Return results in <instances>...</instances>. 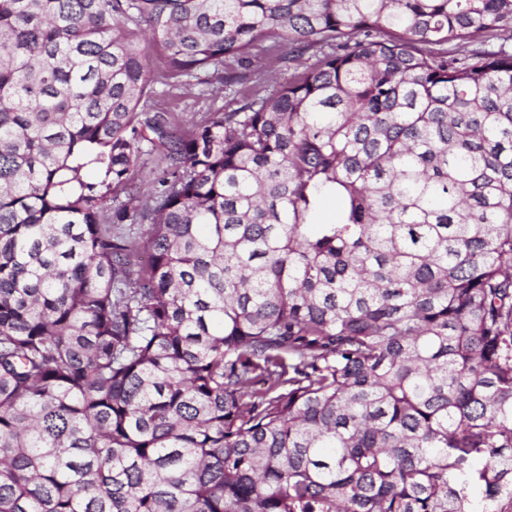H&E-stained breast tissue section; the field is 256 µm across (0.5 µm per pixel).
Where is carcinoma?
Instances as JSON below:
<instances>
[{
	"label": "carcinoma",
	"mask_w": 512,
	"mask_h": 512,
	"mask_svg": "<svg viewBox=\"0 0 512 512\" xmlns=\"http://www.w3.org/2000/svg\"><path fill=\"white\" fill-rule=\"evenodd\" d=\"M0 512H512V0H0ZM152 65L158 76L154 84L155 101L170 113L174 132L188 131L193 124L207 118L210 112H228L240 102L254 95L268 94L279 83L288 80L294 71L292 64L280 60L281 51L263 55V68L259 73L245 70L234 64H224L218 72L199 73L196 77L181 76L167 70L165 51L161 45L149 49ZM234 68L245 72L247 78L225 86L224 73Z\"/></svg>",
	"instance_id": "cac0c4a2"
}]
</instances>
